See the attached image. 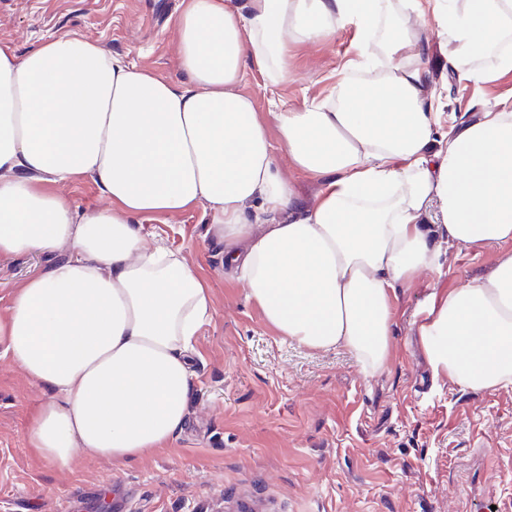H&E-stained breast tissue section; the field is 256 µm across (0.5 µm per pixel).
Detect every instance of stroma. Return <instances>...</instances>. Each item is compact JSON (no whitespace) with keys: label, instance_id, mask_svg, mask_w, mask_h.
I'll return each instance as SVG.
<instances>
[{"label":"stroma","instance_id":"1","mask_svg":"<svg viewBox=\"0 0 512 512\" xmlns=\"http://www.w3.org/2000/svg\"><path fill=\"white\" fill-rule=\"evenodd\" d=\"M185 0H0V44L26 55L47 38L95 41L107 56L188 80L177 21ZM434 88L458 120L481 104L512 103V74L477 86L448 80L435 28L423 30ZM359 51L352 28L291 43L287 82L256 67L240 82L278 140V112L326 100ZM146 237L180 250L211 289L212 316L194 358L183 431L153 458L119 467L78 458L68 468L37 456L26 429L46 390L0 357V512H512V386L459 388L434 379L414 323L437 288L486 273L494 247L449 250L443 276L400 293L386 371L364 376L347 352L311 351L270 328L224 262L200 209L143 221ZM59 253L0 254V317L12 292Z\"/></svg>","mask_w":512,"mask_h":512}]
</instances>
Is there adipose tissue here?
I'll return each mask as SVG.
<instances>
[{"instance_id":"adipose-tissue-1","label":"adipose tissue","mask_w":512,"mask_h":512,"mask_svg":"<svg viewBox=\"0 0 512 512\" xmlns=\"http://www.w3.org/2000/svg\"><path fill=\"white\" fill-rule=\"evenodd\" d=\"M438 2L429 20L410 0L385 38L389 67L276 113V144L238 89L248 64L286 82L289 40L348 25L369 60L394 0H187L180 86L82 36L23 56L0 47V254L66 250L0 321V354L48 392L26 429L40 458L122 465L180 433L210 289L139 221L195 207L280 336L347 349L367 375L388 366L402 288L441 272L449 250L500 247L489 272L431 294L417 333L434 377L512 385V113L485 104L441 133L418 34L435 23L449 70L491 82L512 73V0ZM280 147L318 182L311 204L283 178ZM84 175L109 209L79 211L49 189Z\"/></svg>"}]
</instances>
